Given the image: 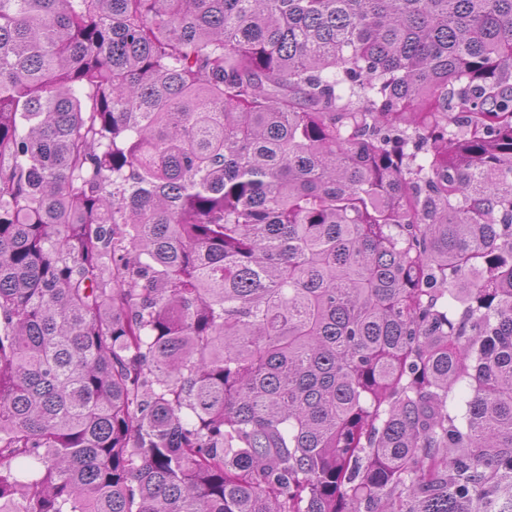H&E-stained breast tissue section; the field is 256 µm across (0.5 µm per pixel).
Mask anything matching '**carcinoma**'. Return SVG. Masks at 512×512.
<instances>
[{
	"label": "carcinoma",
	"instance_id": "cac0c4a2",
	"mask_svg": "<svg viewBox=\"0 0 512 512\" xmlns=\"http://www.w3.org/2000/svg\"><path fill=\"white\" fill-rule=\"evenodd\" d=\"M0 512H512V0H0Z\"/></svg>",
	"mask_w": 512,
	"mask_h": 512
}]
</instances>
